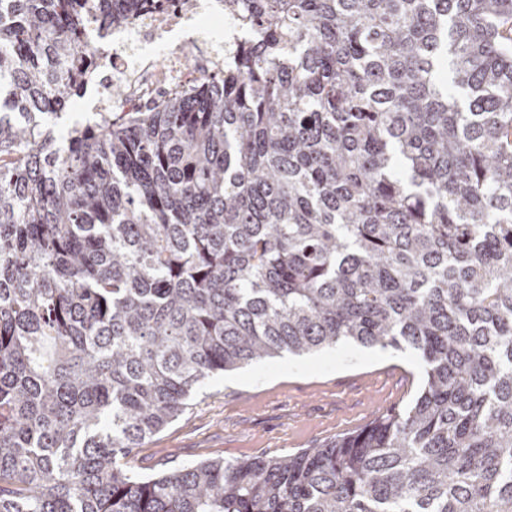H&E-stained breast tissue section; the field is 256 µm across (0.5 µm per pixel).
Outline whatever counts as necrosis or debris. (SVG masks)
<instances>
[{"instance_id":"obj_1","label":"necrosis or debris","mask_w":512,"mask_h":512,"mask_svg":"<svg viewBox=\"0 0 512 512\" xmlns=\"http://www.w3.org/2000/svg\"><path fill=\"white\" fill-rule=\"evenodd\" d=\"M206 16L224 19V31L208 34L200 21ZM212 45L207 65L192 72L183 65L186 47ZM239 31L232 17L226 16L224 0H166L165 6L137 17L125 29L102 41L96 30H89L84 45L95 61L98 96L96 112H127L157 98L163 91L188 88L214 73L210 65L215 50L238 46ZM121 78L125 94L113 101L109 89L113 78Z\"/></svg>"}]
</instances>
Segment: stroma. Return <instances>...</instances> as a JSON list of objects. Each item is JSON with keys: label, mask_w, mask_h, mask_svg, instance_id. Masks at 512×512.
Listing matches in <instances>:
<instances>
[{"label": "stroma", "mask_w": 512, "mask_h": 512, "mask_svg": "<svg viewBox=\"0 0 512 512\" xmlns=\"http://www.w3.org/2000/svg\"><path fill=\"white\" fill-rule=\"evenodd\" d=\"M423 369L410 349L341 343L218 372L131 460L136 471L155 475L208 458H275L315 448L408 405Z\"/></svg>", "instance_id": "obj_1"}]
</instances>
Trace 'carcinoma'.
<instances>
[{
	"instance_id": "obj_1",
	"label": "carcinoma",
	"mask_w": 512,
	"mask_h": 512,
	"mask_svg": "<svg viewBox=\"0 0 512 512\" xmlns=\"http://www.w3.org/2000/svg\"><path fill=\"white\" fill-rule=\"evenodd\" d=\"M224 70L45 122L95 22L0 0V512H512V0H237ZM416 351L406 408L139 475L210 375Z\"/></svg>"
}]
</instances>
